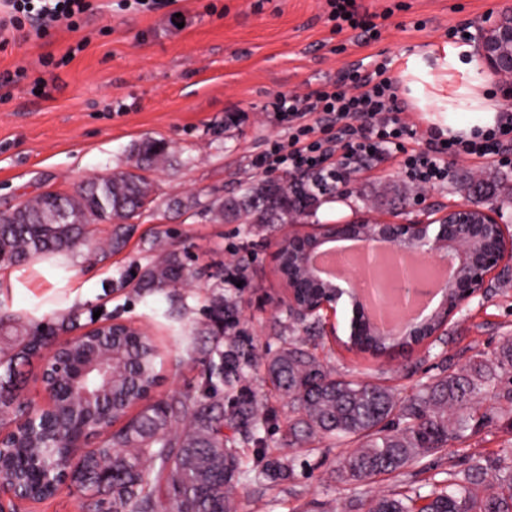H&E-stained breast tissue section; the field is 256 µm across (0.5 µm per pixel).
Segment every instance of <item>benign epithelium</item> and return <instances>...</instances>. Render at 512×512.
I'll use <instances>...</instances> for the list:
<instances>
[{"label":"benign epithelium","mask_w":512,"mask_h":512,"mask_svg":"<svg viewBox=\"0 0 512 512\" xmlns=\"http://www.w3.org/2000/svg\"><path fill=\"white\" fill-rule=\"evenodd\" d=\"M473 39L488 73L501 83L506 105H512V7L506 6L485 18V24L476 28ZM353 238L369 245L386 241L398 250L413 252L421 257L440 256L452 264L455 274L443 290L441 306L448 309L445 319H450L457 310L454 301L460 288L468 293L465 302L488 288L489 283L506 271H512V233L501 224L491 207L484 204L479 190L466 203L448 208L441 217L429 224L409 222L388 224L383 222H348L345 224H322L313 226L305 233L293 232L281 238L276 245L277 260L288 259L295 266L298 277L315 288L328 289L312 307L301 306L293 291H288V309L301 316L323 312H336L343 300L352 308L349 335H356L361 325L354 303L357 293L348 280L335 281L324 277L316 266L317 256L324 245L340 239ZM71 341L50 339L43 350L45 366L53 376L70 372L61 351L69 348ZM44 402L33 406L24 420L48 411L56 400L54 384L43 382Z\"/></svg>","instance_id":"benign-epithelium-1"}]
</instances>
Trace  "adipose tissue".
<instances>
[{
	"instance_id": "adipose-tissue-1",
	"label": "adipose tissue",
	"mask_w": 512,
	"mask_h": 512,
	"mask_svg": "<svg viewBox=\"0 0 512 512\" xmlns=\"http://www.w3.org/2000/svg\"><path fill=\"white\" fill-rule=\"evenodd\" d=\"M461 49L448 47L446 61L449 73H461L463 83L458 88L459 95L466 98L463 107H449L440 122L441 130L448 134H470L473 129H489L495 126L498 104L494 92L485 84L476 61H464Z\"/></svg>"
}]
</instances>
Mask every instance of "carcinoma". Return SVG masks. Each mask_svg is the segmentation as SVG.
I'll return each instance as SVG.
<instances>
[{
    "instance_id": "1",
    "label": "carcinoma",
    "mask_w": 512,
    "mask_h": 512,
    "mask_svg": "<svg viewBox=\"0 0 512 512\" xmlns=\"http://www.w3.org/2000/svg\"><path fill=\"white\" fill-rule=\"evenodd\" d=\"M133 153V169L95 177L77 196L39 195L22 204L18 217L1 219L0 267L75 251L87 242L89 220L119 225L109 247L121 249L133 231L129 221L140 217L144 200L154 193L141 172L165 157L167 145L144 139ZM334 178L260 179L240 196L215 200L207 213L218 223L243 217L252 224H286L295 207L316 208ZM198 275L187 248L162 251L140 269L139 286L163 291ZM209 315L223 323L222 340L207 353L199 393L149 401L147 393L159 378L160 350L154 338L119 324L92 328L82 333L81 344L122 352L125 368L137 375L138 383L127 384L118 371L103 403L84 409L64 377L55 411L31 431L15 426L29 409L18 391L27 382L26 367L57 327L10 319L16 340L0 349V431H6L0 472L23 474L25 497L39 502L58 490L55 475L74 467L79 473L75 485L84 495L79 508L89 512H238L237 487L264 482L273 489L291 477L294 467L293 458L276 454L267 443L270 410L242 386L246 374L257 368L288 398L290 445L326 439L354 446L336 464V478L349 484L371 483L481 434L503 418L480 411L485 394L512 407L511 339L404 395L395 386L336 373L296 337L261 361L238 329L235 304L218 297ZM437 329L434 324L422 336H349L345 345L375 357L391 356L424 342ZM105 414L121 426L93 450L78 447L80 428ZM247 445L254 449L250 457L242 451ZM367 512H512V441L473 460L462 477L448 469L447 484L440 490L382 495Z\"/></svg>"
}]
</instances>
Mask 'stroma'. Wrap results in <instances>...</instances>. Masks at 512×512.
I'll use <instances>...</instances> for the list:
<instances>
[{"label": "stroma", "mask_w": 512, "mask_h": 512, "mask_svg": "<svg viewBox=\"0 0 512 512\" xmlns=\"http://www.w3.org/2000/svg\"><path fill=\"white\" fill-rule=\"evenodd\" d=\"M97 3L78 31L0 51V74L27 70L19 84L0 83V212L127 169L134 144L145 138L168 146L164 163L147 173L155 202L136 219L119 252L100 249L112 233L111 225L101 224L92 233L96 254L82 247L0 267V316L58 323L77 315L73 329L59 332L62 340L95 327L97 311L147 329L163 351L153 392L163 399L200 386L213 342L199 330L209 322L212 293L237 302L240 327L260 353L272 355L284 341L288 290L273 253L288 225L222 224L203 214L216 199L261 178L255 157L287 138V122L271 107L274 98L308 94L350 65L388 59L416 131L405 146L421 148L422 132L448 109L444 56L459 44L453 29L477 27L512 0H361L384 17L380 37L366 45L354 32H333L325 0H176L152 11ZM67 53L71 61L58 65ZM417 60L423 66L410 75ZM36 80L46 83L48 96L31 94ZM476 179L499 221L512 228V167L493 159H449L447 180L427 186L420 201L400 155L392 153L344 172L335 196L324 199L308 222H431L471 193ZM159 238L170 248H189L204 278L165 293L137 292L133 271L153 258L149 245ZM240 264L246 272L238 282L232 273ZM350 317L348 306H338L336 335L308 338L309 349L337 372L412 389L512 337V275L471 298L439 336L391 361L341 344ZM245 384L274 412L268 443L294 456L295 474L273 490L241 487L239 512H366L372 497L392 489L428 493L446 479L449 465L470 453L497 451L512 438V425L503 420L415 469L345 485L334 473L341 448L321 443L312 452L291 450L287 399L263 382L261 372H249Z\"/></svg>", "instance_id": "stroma-1"}]
</instances>
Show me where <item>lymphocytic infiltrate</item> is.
Segmentation results:
<instances>
[{
	"instance_id": "lymphocytic-infiltrate-1",
	"label": "lymphocytic infiltrate",
	"mask_w": 512,
	"mask_h": 512,
	"mask_svg": "<svg viewBox=\"0 0 512 512\" xmlns=\"http://www.w3.org/2000/svg\"><path fill=\"white\" fill-rule=\"evenodd\" d=\"M327 5L335 32L356 30L366 42L379 37L375 14L362 10L357 0H327ZM94 9V0H0V46L16 37L41 38L57 28L77 31L82 16ZM273 107L287 120L288 137L256 157V167L266 173L283 168L327 172L336 155L351 165L391 151L402 152L407 176L421 184L446 180L452 157L512 164L511 112L499 113L493 128L467 137L429 128L424 148L406 150L413 128L385 61L353 65L308 95L277 97Z\"/></svg>"
}]
</instances>
